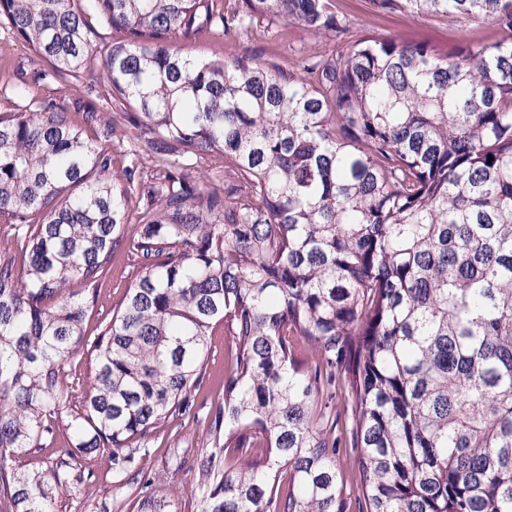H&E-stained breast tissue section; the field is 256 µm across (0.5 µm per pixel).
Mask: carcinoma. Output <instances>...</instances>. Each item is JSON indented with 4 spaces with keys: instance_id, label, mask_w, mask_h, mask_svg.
<instances>
[{
    "instance_id": "carcinoma-1",
    "label": "carcinoma",
    "mask_w": 512,
    "mask_h": 512,
    "mask_svg": "<svg viewBox=\"0 0 512 512\" xmlns=\"http://www.w3.org/2000/svg\"><path fill=\"white\" fill-rule=\"evenodd\" d=\"M371 2L503 38L443 56L364 37L288 66L183 47L255 24L319 35L340 27L331 0H0L34 57L107 83L133 139L183 159L118 171L62 105L0 115L3 512H54L68 478L14 462L62 426L72 457L124 473L152 430L195 419L219 324L198 512H348L343 446L359 512H512V0ZM218 169L222 193L202 183ZM118 251L138 275L92 338ZM139 474L109 510L174 512ZM339 464L342 472L343 494L347 499L348 510L355 512L358 507V499L362 497L360 480L355 468L344 453L340 455Z\"/></svg>"
}]
</instances>
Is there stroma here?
I'll return each instance as SVG.
<instances>
[{
	"label": "stroma",
	"instance_id": "obj_1",
	"mask_svg": "<svg viewBox=\"0 0 512 512\" xmlns=\"http://www.w3.org/2000/svg\"><path fill=\"white\" fill-rule=\"evenodd\" d=\"M333 10L344 25L343 32H327L318 36L289 27L287 35H268L263 27H255L249 34L226 41L225 56L248 53L265 60L286 63L299 56L315 52L330 55L339 53L352 41L365 36L391 39L397 42H424L440 54L473 44L488 45L500 40V32L491 25L469 21L451 23L433 17H417L403 13H380L373 9L371 0H333ZM7 65L0 70V113L39 111L49 103L66 106L76 121L85 122L84 133L95 145H105L101 135L105 123L119 116L123 107L112 98L107 84L89 87L74 82L67 76H46V64L33 57L20 42L0 27V58ZM26 86L27 96H19L18 86ZM94 113V122H86V113ZM137 269L124 255H117L112 268L98 286L101 312L92 316L87 325L88 335L100 330L103 314L109 313L127 289L133 284ZM210 358L207 377L195 396V409L201 420L184 423L174 420L148 437L152 449L145 469L159 476L158 492L171 501L174 512H189L188 493L195 478L197 451L207 445L205 417L214 415L221 403L224 381V353L228 338L223 327H216L209 339ZM135 487L128 479L116 477L106 459L81 460L77 474L70 480L66 493L58 496L57 512H100L101 506L113 499L134 497Z\"/></svg>",
	"mask_w": 512,
	"mask_h": 512
}]
</instances>
